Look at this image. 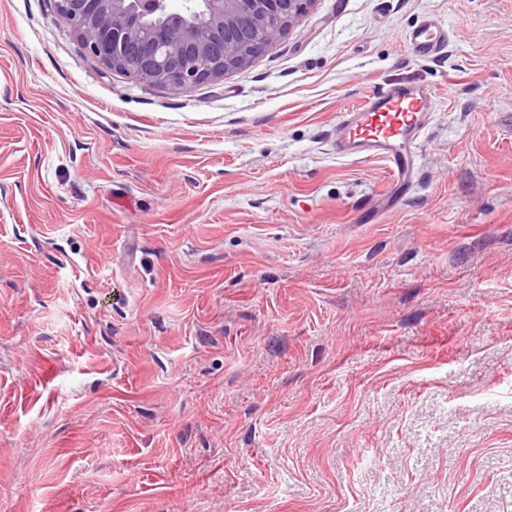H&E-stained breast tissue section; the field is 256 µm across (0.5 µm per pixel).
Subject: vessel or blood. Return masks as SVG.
I'll return each instance as SVG.
<instances>
[{"label": "vessel or blood", "mask_w": 512, "mask_h": 512, "mask_svg": "<svg viewBox=\"0 0 512 512\" xmlns=\"http://www.w3.org/2000/svg\"><path fill=\"white\" fill-rule=\"evenodd\" d=\"M448 43L444 27L432 20L415 24L406 35L411 56L437 57ZM434 92L420 82L397 81L369 95L357 112L341 114L335 149L340 157H377L388 165L397 187L408 188L417 173L416 149L432 112Z\"/></svg>", "instance_id": "b4317fda"}]
</instances>
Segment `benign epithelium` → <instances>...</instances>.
Wrapping results in <instances>:
<instances>
[{"label":"benign epithelium","mask_w":512,"mask_h":512,"mask_svg":"<svg viewBox=\"0 0 512 512\" xmlns=\"http://www.w3.org/2000/svg\"><path fill=\"white\" fill-rule=\"evenodd\" d=\"M55 0L104 67L178 92L224 78L281 37L314 0Z\"/></svg>","instance_id":"benign-epithelium-1"}]
</instances>
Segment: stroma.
I'll return each mask as SVG.
<instances>
[{"instance_id": "1", "label": "stroma", "mask_w": 512, "mask_h": 512, "mask_svg": "<svg viewBox=\"0 0 512 512\" xmlns=\"http://www.w3.org/2000/svg\"><path fill=\"white\" fill-rule=\"evenodd\" d=\"M399 80L381 213L331 141ZM0 512H512V0H314L178 93L0 0ZM406 44L416 60L435 58L448 44V33L435 21L423 20L407 32ZM433 99L431 87L420 82L397 81L377 89L359 112L339 116L336 155L378 157L392 172L394 187L408 189L417 173L416 149L427 128Z\"/></svg>"}]
</instances>
